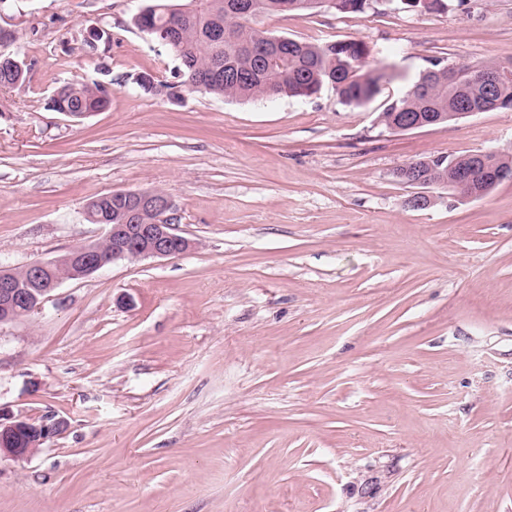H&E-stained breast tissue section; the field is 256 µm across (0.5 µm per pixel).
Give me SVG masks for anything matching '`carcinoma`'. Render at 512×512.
Returning <instances> with one entry per match:
<instances>
[{"instance_id":"1","label":"carcinoma","mask_w":512,"mask_h":512,"mask_svg":"<svg viewBox=\"0 0 512 512\" xmlns=\"http://www.w3.org/2000/svg\"><path fill=\"white\" fill-rule=\"evenodd\" d=\"M292 11L333 10L360 13L367 0H150L133 16V23L155 41L167 46L180 60L179 86L202 94L235 100L288 96L311 97L332 87L347 103L365 104L379 91L384 74L364 67L371 49L362 40L307 43L272 36L251 26L259 16ZM461 81L425 74L414 91L387 101L383 117L390 120L407 112L421 118L446 116L467 102L480 112L492 109L475 71L460 67ZM13 64L0 55V90L25 83ZM108 102L101 84L66 85L63 103L68 111L91 115ZM479 165L495 175H512V154L500 153L483 163L471 156H428L410 164L418 176L433 181L448 179L453 167ZM93 209L104 212L113 223L123 218L122 205L101 195Z\"/></svg>"}]
</instances>
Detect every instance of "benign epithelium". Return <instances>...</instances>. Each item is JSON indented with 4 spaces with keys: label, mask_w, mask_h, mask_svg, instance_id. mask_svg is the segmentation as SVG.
I'll list each match as a JSON object with an SVG mask.
<instances>
[{
    "label": "benign epithelium",
    "mask_w": 512,
    "mask_h": 512,
    "mask_svg": "<svg viewBox=\"0 0 512 512\" xmlns=\"http://www.w3.org/2000/svg\"><path fill=\"white\" fill-rule=\"evenodd\" d=\"M506 75L501 69H483L480 79L486 99L493 100L495 88ZM459 180L467 185V199L486 195L483 184L472 168L458 171ZM114 196L129 199L127 224H106L102 240L111 245L108 253L101 252L96 244L82 245L60 258L34 262L26 267L29 287H24L11 269H0V325L13 323L20 318L42 310L52 292L66 280L91 277L104 266L123 261L148 258H165L181 255L195 247V242L180 235L173 223L174 200L166 195L156 199L152 190H114ZM145 208L157 213L151 224L137 223L138 215ZM66 426L63 418L51 417V422L33 424V419L21 415L0 414V460L25 459L38 452L42 445L62 433ZM29 432L24 448L14 446L21 430Z\"/></svg>",
    "instance_id": "benign-epithelium-1"
}]
</instances>
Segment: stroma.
<instances>
[{"label": "stroma", "instance_id": "obj_1", "mask_svg": "<svg viewBox=\"0 0 512 512\" xmlns=\"http://www.w3.org/2000/svg\"><path fill=\"white\" fill-rule=\"evenodd\" d=\"M147 0H0V267L98 241L86 203L156 188L190 252L63 282L0 326V411L64 418L0 461V512H512V182L407 206L394 173L512 153V109L396 133L379 123L432 64H512V0L447 10L296 11L258 29L365 41L389 74L363 105L332 88L239 101L144 91L179 62L137 29ZM110 41L83 46L88 28ZM103 84L72 122L57 89Z\"/></svg>", "mask_w": 512, "mask_h": 512}]
</instances>
